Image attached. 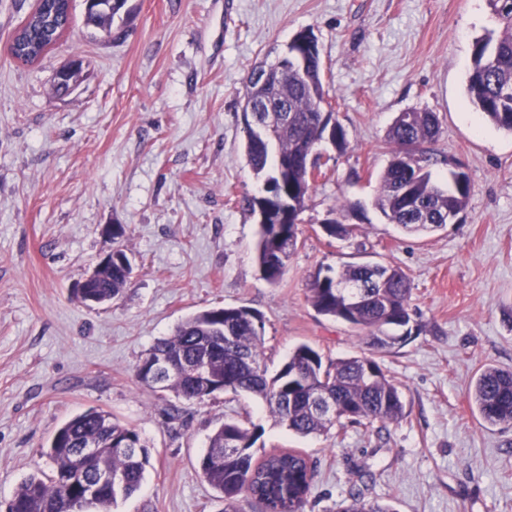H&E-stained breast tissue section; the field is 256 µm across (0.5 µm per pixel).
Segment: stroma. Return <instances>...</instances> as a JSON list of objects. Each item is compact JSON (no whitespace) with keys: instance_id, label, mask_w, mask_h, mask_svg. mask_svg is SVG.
<instances>
[{"instance_id":"1","label":"stroma","mask_w":512,"mask_h":512,"mask_svg":"<svg viewBox=\"0 0 512 512\" xmlns=\"http://www.w3.org/2000/svg\"><path fill=\"white\" fill-rule=\"evenodd\" d=\"M35 0H0V502L51 474L49 441L90 408L135 427L151 452L138 493L112 512H222L198 460L224 422L263 429L255 457L294 449L315 465L305 512H338L351 493L392 512H512V425L469 405L475 374L512 369V134L468 101L476 38L499 33L488 0H126L111 33L88 26L82 0L60 40L33 63L9 43ZM304 29L318 38L322 80L349 148L323 151L279 285L255 258L246 206L263 182L243 154L245 78ZM72 60V93L53 75ZM427 111L440 132L424 151L433 178L472 183L459 223L401 233L375 206L393 120ZM362 234L327 237L331 208ZM133 261L124 291L87 306L74 288L112 249ZM376 262L411 280L412 337L379 353L405 417L301 437L248 393L185 402L140 384L161 338L213 307L264 319L276 373L297 345L330 358L367 354L358 329L308 300L319 267Z\"/></svg>"}]
</instances>
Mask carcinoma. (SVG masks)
Masks as SVG:
<instances>
[{
    "label": "carcinoma",
    "mask_w": 512,
    "mask_h": 512,
    "mask_svg": "<svg viewBox=\"0 0 512 512\" xmlns=\"http://www.w3.org/2000/svg\"><path fill=\"white\" fill-rule=\"evenodd\" d=\"M502 29L498 36L485 35L475 40L471 66L467 72L469 100L495 127L512 133V0H489ZM125 0H89L85 22L111 31L114 17ZM71 19V0H39L16 31L13 42L16 59L31 63L53 46ZM294 48L307 57L301 73L265 81L247 77L246 100L273 104L286 109V119L276 125L273 136L256 141L246 135L245 157L256 176L266 180L264 195L249 202L251 212L262 210L267 223L260 225L256 246L257 263L263 279L279 284L288 260L297 248V226L317 178L323 175L316 161L317 176L298 162L302 151L324 139L327 123L321 109L330 106L321 78L318 41L310 30L296 33ZM439 121L433 112L401 113L390 126L387 142L392 159L380 176L375 205L389 223L404 231L412 225L435 223V216L453 209L466 210L471 182L462 170L450 172L448 184L432 178L419 156L424 144L438 135ZM327 235L346 239L358 230L357 224L334 219L322 225ZM127 256L120 246L112 247V267L103 271L95 287L87 292L112 300L126 286L129 274L121 260ZM410 282L399 268L386 266L380 274L361 263H351L336 271L320 267L310 276L308 299L321 315L341 320L364 331L384 325L407 329ZM247 308L236 315L229 309L210 308L180 324L174 335L163 338L148 350L137 368V378L145 383L148 361L162 353L182 363L206 357L214 376L224 381V391L250 393L268 407L275 422L306 437L327 434L335 425L367 422L398 423L405 417L402 393L387 376L382 364L372 356L331 359L310 344L296 346L288 361L273 376L264 361L263 335L246 318ZM188 402L200 400L194 381L176 375L164 387ZM328 392L336 402V418L324 417L313 406L314 395ZM481 418L491 424H512V370L485 367L476 377L469 394ZM131 435L139 443L130 454H118L111 442ZM260 437L256 429L240 422L227 421L209 438L200 457L203 479L224 501V512H239L243 499H255L267 512H304L310 494L314 464L301 452L272 453L254 461L252 448ZM239 447H227L228 439ZM94 439L102 448L97 453L78 457L83 441ZM47 456L53 463L51 476L26 478L3 512H112L118 501L140 490L150 464L147 443L133 427L122 424L104 411L88 410L64 423L50 440ZM120 476L118 488L94 489L89 480L102 470ZM340 512H391L375 502L351 496V503Z\"/></svg>",
    "instance_id": "carcinoma-1"
}]
</instances>
